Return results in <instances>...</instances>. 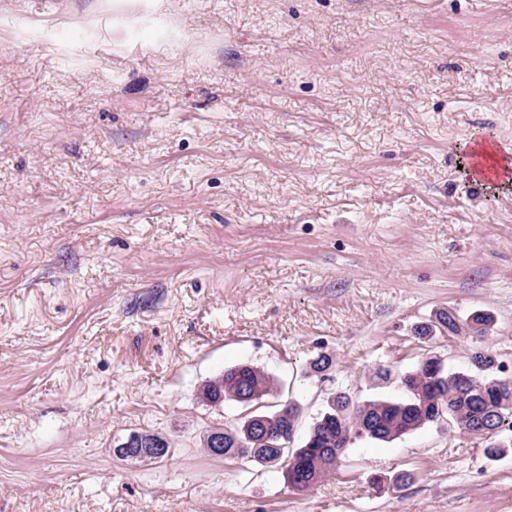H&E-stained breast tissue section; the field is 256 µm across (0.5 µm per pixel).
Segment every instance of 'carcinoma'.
<instances>
[{
	"mask_svg": "<svg viewBox=\"0 0 512 512\" xmlns=\"http://www.w3.org/2000/svg\"><path fill=\"white\" fill-rule=\"evenodd\" d=\"M490 319L474 312L462 318L454 311L441 312L432 324L417 331L457 335L467 330L476 336L485 333ZM494 359L484 351L471 355V370L450 371L435 357H427L401 379L405 396L395 400H373L356 406L342 393L328 404V411L314 422L304 444L288 447L295 435L298 406L290 401L274 411L255 409L239 427L216 428L204 439L211 456L237 462H256L282 470L288 485L297 490L314 486L335 469L339 451L351 436L390 442L445 417L473 435L493 436L503 428L512 431V381L484 375ZM203 394L210 402L258 403L271 394L269 378L260 370L241 364L224 369V374L208 382ZM113 454L123 460L155 462L169 457L170 442L132 454L120 445Z\"/></svg>",
	"mask_w": 512,
	"mask_h": 512,
	"instance_id": "carcinoma-1",
	"label": "carcinoma"
}]
</instances>
